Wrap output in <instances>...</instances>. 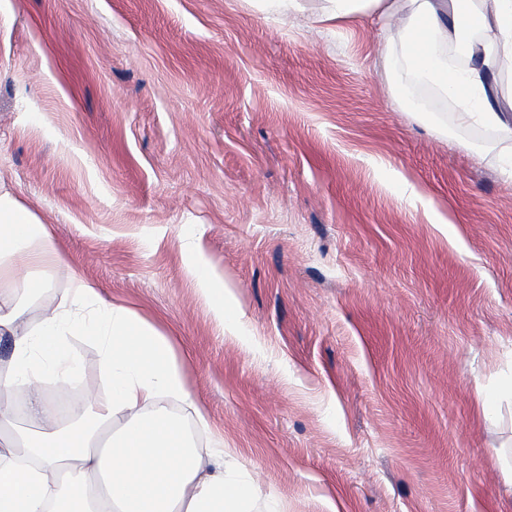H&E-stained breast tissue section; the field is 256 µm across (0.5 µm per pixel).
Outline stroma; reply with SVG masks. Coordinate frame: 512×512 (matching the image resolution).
I'll return each instance as SVG.
<instances>
[{
	"mask_svg": "<svg viewBox=\"0 0 512 512\" xmlns=\"http://www.w3.org/2000/svg\"><path fill=\"white\" fill-rule=\"evenodd\" d=\"M385 51L263 0H0V191L63 257L20 262L29 316L76 274L166 336L250 512H512V165ZM68 345L47 395L108 398ZM193 273L202 285L201 289L211 308L224 323L225 328L232 332L237 321L224 317V281L206 265H196L193 268Z\"/></svg>",
	"mask_w": 512,
	"mask_h": 512,
	"instance_id": "1",
	"label": "stroma"
}]
</instances>
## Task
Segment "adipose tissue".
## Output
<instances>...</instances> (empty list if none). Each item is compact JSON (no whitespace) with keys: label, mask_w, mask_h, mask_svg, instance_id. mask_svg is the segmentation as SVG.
<instances>
[{"label":"adipose tissue","mask_w":512,"mask_h":512,"mask_svg":"<svg viewBox=\"0 0 512 512\" xmlns=\"http://www.w3.org/2000/svg\"><path fill=\"white\" fill-rule=\"evenodd\" d=\"M402 0H322L315 22L340 24L366 15L386 21ZM415 21L383 59L404 75L399 99L410 112L425 85L452 100L459 119L512 141V112L497 101L489 77L512 58V0H412ZM462 57L455 68L449 55ZM39 246L59 256L52 238L9 193H0V512H243L249 488L224 470V451L200 448L161 398L190 403L182 363L166 336L101 288L75 278L66 307L31 320L18 298L44 290L41 278H16L18 258ZM100 343V364L112 394L87 404L93 427L62 424L45 397L44 380L67 384L78 365L69 336ZM26 397L30 427L16 423L12 397Z\"/></svg>","instance_id":"ef3b65f1"}]
</instances>
